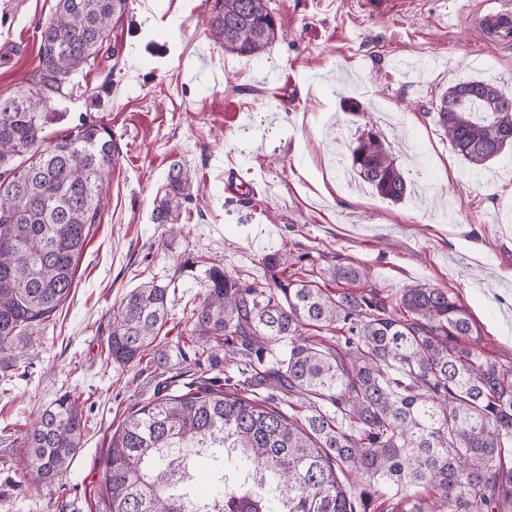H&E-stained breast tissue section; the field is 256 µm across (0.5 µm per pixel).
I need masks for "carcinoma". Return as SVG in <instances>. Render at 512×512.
Returning a JSON list of instances; mask_svg holds the SVG:
<instances>
[{
	"label": "carcinoma",
	"instance_id": "cac0c4a2",
	"mask_svg": "<svg viewBox=\"0 0 512 512\" xmlns=\"http://www.w3.org/2000/svg\"><path fill=\"white\" fill-rule=\"evenodd\" d=\"M128 0H56L42 26L39 87L0 99V350L36 342L74 288L77 262L112 169L110 129L82 120L45 135L71 72L95 60ZM210 32L224 51L259 55L281 35L267 0H214ZM489 80L455 83L433 104L453 151L483 168L512 148V105ZM348 164L398 203L406 177L368 129ZM192 180L168 172L152 221L176 226ZM264 282L213 264L187 316L194 364L250 374L168 386L130 412L102 473L109 512H512V371L485 359L466 308L417 284L394 305L361 265L308 252L261 258ZM336 290L321 287L323 282ZM175 281L146 283L113 308L112 363L170 361L160 336ZM311 329L336 335L323 346ZM288 401L289 411L282 409ZM86 427L79 398L60 395L25 438L28 481L68 471Z\"/></svg>",
	"mask_w": 512,
	"mask_h": 512
}]
</instances>
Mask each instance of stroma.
<instances>
[{
    "mask_svg": "<svg viewBox=\"0 0 512 512\" xmlns=\"http://www.w3.org/2000/svg\"><path fill=\"white\" fill-rule=\"evenodd\" d=\"M55 4L0 0V97L35 86L40 27ZM212 5L130 0L56 103L47 135L82 115L101 121L116 163L72 294L15 367L0 369V512H108L109 438L178 366L123 367L104 352L113 308L145 282L177 285L163 334L173 346L211 265L259 282L264 254L313 247L363 265L391 302L417 283L447 289L484 336V355L512 369V153L470 175L432 109L462 79L512 92V44L475 23L484 0H268L285 36L257 57L215 45ZM349 97L367 116L346 110ZM369 118L407 177L400 203L330 157ZM176 161L192 175V200L173 232L151 215ZM230 174L239 194L224 191ZM65 392L87 419L80 448L66 474L31 486L23 437Z\"/></svg>",
    "mask_w": 512,
    "mask_h": 512,
    "instance_id": "35a3bbf8",
    "label": "stroma"
}]
</instances>
